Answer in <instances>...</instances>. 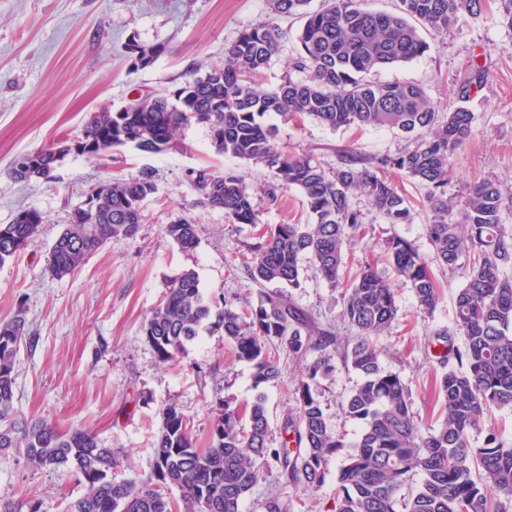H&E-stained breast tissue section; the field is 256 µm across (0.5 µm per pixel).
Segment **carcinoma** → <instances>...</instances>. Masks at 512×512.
<instances>
[{
	"instance_id": "carcinoma-1",
	"label": "carcinoma",
	"mask_w": 512,
	"mask_h": 512,
	"mask_svg": "<svg viewBox=\"0 0 512 512\" xmlns=\"http://www.w3.org/2000/svg\"><path fill=\"white\" fill-rule=\"evenodd\" d=\"M277 16H301L296 67L310 71L301 80L288 78L273 88L258 87L261 72L280 50L279 29L261 23L243 29L224 50V63L162 93L140 97L113 111L90 114L79 139L90 140L91 157L130 147L161 154L172 149L178 133L191 123L210 129L216 152L272 170L284 187H295L312 214L309 224H261L241 178L233 172L199 175L202 204L224 211L234 224L259 227L251 246L247 272L259 286L256 304L240 313L224 305L218 325L251 364L258 392L242 423L237 408L215 404L205 441L193 433L190 418L175 403L164 405L149 471L118 481L121 461L89 431L65 432L30 421L15 406L16 358L25 338L18 316L0 322V451L21 448L40 467L80 475L84 493L68 512H242L247 494L274 465L289 484L317 488L325 481L330 458L348 446L353 452L339 470L336 512H512V447L487 431L484 446H469L471 431L492 409H512V231L502 215L512 211V190L499 180L473 183L462 207L448 198L455 152L475 134L474 116L464 107L441 112L414 83H372L364 76L410 62L428 45L412 20L448 31L465 13L482 8L481 0H400L394 13L363 7L361 0H325L315 12L309 0H267ZM133 69L153 64L157 46L128 44ZM311 116L333 129L370 126L396 130L412 146L395 156H366L346 150L327 174L310 157L282 153L266 119ZM63 140L38 150L42 166L27 172L11 167L18 182L41 179L72 152ZM397 169L428 189L432 212L427 233L436 258L450 268L468 269L466 284L455 300L453 330L444 339L435 387L442 398L436 424L422 428L411 412L409 391L401 377L385 370L372 336L397 317L399 306L390 281L367 264L345 285L344 319L356 331L343 357L359 382L343 404L345 414L361 424L357 441L348 445L332 432L315 397L319 379L333 371L330 350L335 333L315 326L298 311L278 285H301L299 262L311 259L331 287L342 279L344 246L363 226L353 206L356 193L366 194L390 224L412 219L409 202L389 179ZM157 191L153 175L114 177L100 183L86 218H70L51 247L48 268L62 279L73 275L101 247L134 235L143 217V202ZM459 220H452L454 208ZM41 212L18 211L12 223L0 225V264L36 238ZM166 233L184 250L199 243L197 225L181 217ZM390 263L412 288L417 307L431 313L438 286L428 263L408 241L387 243ZM211 308L196 274L186 271L167 288L152 309L142 333L163 362H176L204 329ZM466 338L455 348V332ZM286 349L307 361L297 380L294 411L281 424L291 435L271 446L267 396L260 387L278 380L276 352ZM408 487L406 496L400 491Z\"/></svg>"
}]
</instances>
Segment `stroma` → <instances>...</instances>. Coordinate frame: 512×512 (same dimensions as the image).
Wrapping results in <instances>:
<instances>
[{
    "label": "stroma",
    "mask_w": 512,
    "mask_h": 512,
    "mask_svg": "<svg viewBox=\"0 0 512 512\" xmlns=\"http://www.w3.org/2000/svg\"><path fill=\"white\" fill-rule=\"evenodd\" d=\"M511 3L485 0L480 13L461 16L448 31L422 28L428 52L371 75L375 81L420 85L440 111L462 106L473 113L475 134L453 157L447 187L459 203L478 179L512 184V17L506 11ZM268 21L281 31L282 47L262 74L265 88L303 76L293 65L303 21L271 16L267 0H0V224L11 223L23 208L44 217L36 243L0 265V321L24 317L28 334L18 357L16 405L30 420L95 434L120 458L119 481L149 469L166 403H176L202 438L217 400L243 408L255 394L250 365L236 358L233 342L217 324L188 344L174 365L157 357L141 330L171 281L189 270L197 274L213 313L228 302L242 310L257 300L258 288L244 266L256 231L200 204L199 172L235 171L265 224L309 223L307 204L298 189L283 188L268 169L217 154L201 124L184 128L178 147L163 154L132 148L100 158L68 154L47 182H16L10 169L17 156L72 137L90 113L122 108L137 93L170 90L202 75L223 61L225 45L242 29ZM132 38L161 47L151 67L131 71L126 45ZM477 71L483 74L481 86L469 99H459V86ZM268 123L280 150L312 157L329 172L339 150L393 155L406 145L397 132L383 128L334 130L311 118L272 117ZM143 170L152 172L157 191L144 203L136 234L93 253L75 274L53 277L48 250L73 209L95 185ZM391 177L415 205L412 222L387 223L367 196H357L353 204L364 224L346 255L374 265L396 291L398 316L375 342L382 366L407 384L415 418L430 425L441 406L433 333L452 327L456 294L466 280L463 270H448L435 257L426 231L432 218L426 188L399 171ZM181 217L198 226L194 250H182L165 231ZM393 238L412 243L428 262L440 289L433 314L417 308L409 284L387 263L386 243ZM300 268L301 285L288 289L290 301L333 329L341 345L351 344L355 332L343 319L341 288L326 284L310 259ZM332 363L318 398L328 427L351 441L359 425L342 405L359 377L341 356ZM280 368L279 380L264 388L276 443L284 415L296 406L300 364L284 356ZM346 455L342 449L331 458L317 488L285 483L270 468L248 494L243 512H266L273 498L287 503L290 512H334ZM83 491L76 474L36 466L16 452L0 453V512H28L30 500L40 512H64Z\"/></svg>",
    "instance_id": "stroma-1"
}]
</instances>
